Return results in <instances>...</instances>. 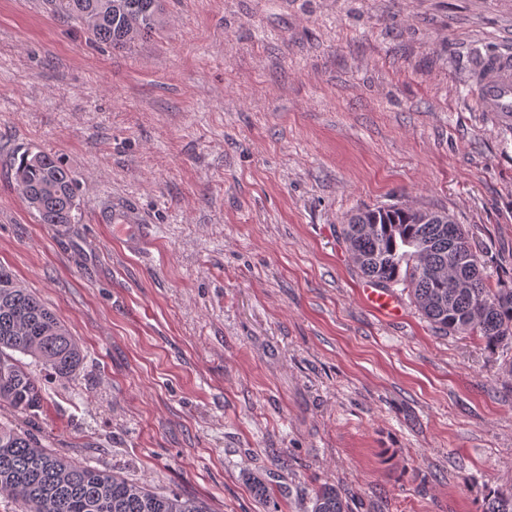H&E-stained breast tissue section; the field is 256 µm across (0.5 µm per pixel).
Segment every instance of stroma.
<instances>
[{"mask_svg": "<svg viewBox=\"0 0 512 512\" xmlns=\"http://www.w3.org/2000/svg\"><path fill=\"white\" fill-rule=\"evenodd\" d=\"M164 9L114 49L0 0V265L85 354L34 433L211 512H310L326 483L351 512H479L512 488V344L437 332L399 285L380 316L340 228L448 211L512 287V139L467 89L477 53L512 47V0ZM35 146L76 176L79 223L17 191Z\"/></svg>", "mask_w": 512, "mask_h": 512, "instance_id": "1", "label": "stroma"}]
</instances>
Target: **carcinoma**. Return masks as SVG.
Listing matches in <instances>:
<instances>
[{"instance_id":"obj_1","label":"carcinoma","mask_w":512,"mask_h":512,"mask_svg":"<svg viewBox=\"0 0 512 512\" xmlns=\"http://www.w3.org/2000/svg\"><path fill=\"white\" fill-rule=\"evenodd\" d=\"M53 13L81 25L94 42L120 48L158 30L163 0H47ZM21 197L42 224H75L77 180L56 153L26 147L14 157ZM353 262L381 288L403 285L421 315L444 334H475L487 346L512 342V288L493 287L467 230L445 210L393 205L359 208L342 225ZM31 357L35 376L15 353ZM84 352L36 295L0 265V407L31 417L44 382L73 381ZM27 512H208L205 503L64 458L31 432L0 424V496ZM311 512H349L332 485L314 493ZM481 512H512V491L493 490Z\"/></svg>"}]
</instances>
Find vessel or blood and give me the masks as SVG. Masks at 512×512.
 <instances>
[{
    "mask_svg": "<svg viewBox=\"0 0 512 512\" xmlns=\"http://www.w3.org/2000/svg\"><path fill=\"white\" fill-rule=\"evenodd\" d=\"M470 94L478 112L501 128L512 122V49H497L481 55L470 68ZM366 299L390 315H398L397 298L380 288L365 287Z\"/></svg>",
    "mask_w": 512,
    "mask_h": 512,
    "instance_id": "b4317fda",
    "label": "vessel or blood"
}]
</instances>
